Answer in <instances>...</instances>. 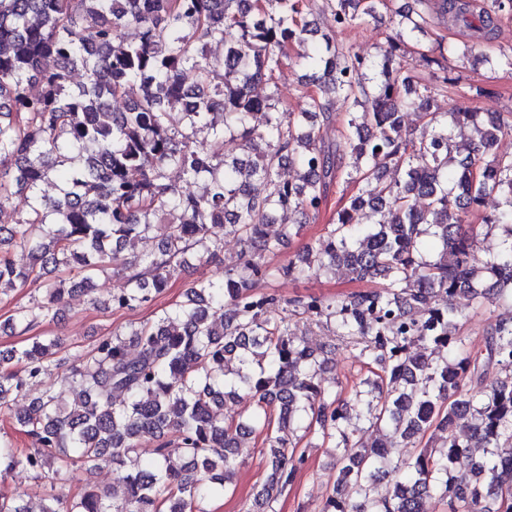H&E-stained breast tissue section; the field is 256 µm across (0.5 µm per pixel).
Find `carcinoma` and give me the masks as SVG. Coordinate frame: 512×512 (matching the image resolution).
I'll use <instances>...</instances> for the list:
<instances>
[{"instance_id":"cac0c4a2","label":"carcinoma","mask_w":512,"mask_h":512,"mask_svg":"<svg viewBox=\"0 0 512 512\" xmlns=\"http://www.w3.org/2000/svg\"><path fill=\"white\" fill-rule=\"evenodd\" d=\"M413 2L395 11L386 35L393 50L424 33L434 9L472 32L463 54L492 69L512 67V57L481 52L497 20L512 16V0H490L477 15L467 0ZM386 6L323 0L340 29L368 25ZM311 11V0H0V211L13 197L26 198L14 223L0 224V288L40 281L46 290L7 319L9 328L27 333L57 320L66 295L93 294L96 275L107 269L121 285L92 304L136 310L190 261L223 251L225 238L241 246L224 264V279H197L187 300L100 337L81 359L56 336L0 351V411L55 370L69 384L66 395L45 384L13 415L34 448L0 440V472L124 467L121 495L52 493L40 512H204L202 500L227 489L240 439L256 430L265 433L267 460L259 505L269 508L303 461L279 433L303 421L336 447L338 477L319 512H422L433 495L457 512H512V319L496 325L483 354L466 350L457 333L464 309L484 299L512 302V155L494 151L512 136V115L438 111V98L456 82L442 66L450 49L441 43L438 56L423 55L442 70L427 81L403 73L400 60L379 63L328 38L308 48ZM128 29L136 40L125 39ZM211 43L224 45V56H209ZM290 62L311 70L297 112L277 93L276 75ZM79 67L86 82L70 89ZM135 84L132 106L112 110ZM335 97L347 105L339 130ZM410 109L429 135L403 132ZM450 125H472L479 138L454 155ZM203 132L218 150L198 140ZM226 141L239 153L224 156ZM286 165L301 168L299 181L280 177ZM390 170L401 178L386 180ZM173 172L185 182L206 179L203 192L184 191ZM54 178L62 187L50 199L41 185ZM338 179L366 189L336 210L317 250L299 263L268 264L266 256L288 248L301 230L277 223V214L317 218ZM490 196L502 207L481 223L500 229L501 241L481 261L480 229L466 217ZM363 210L368 223H352ZM427 234L441 246L429 260L421 257ZM155 237L153 247L124 254L126 241ZM16 249L30 263H15ZM314 260L343 267L356 281H388L380 291L291 305L334 321L336 335L361 340L379 390L365 400L369 423L393 428L404 448L433 430L440 447L393 465L384 441L360 443L348 404L319 379L322 357L338 346L314 350L288 316H271L281 299L259 283L304 279ZM485 277L493 284L481 290ZM443 294L459 305L438 307ZM434 345L452 357L433 362ZM490 366L500 376L485 386ZM242 400L252 402L251 414L224 422V402ZM145 434L157 442L147 459L139 453ZM474 440L486 453L456 472Z\"/></svg>"}]
</instances>
